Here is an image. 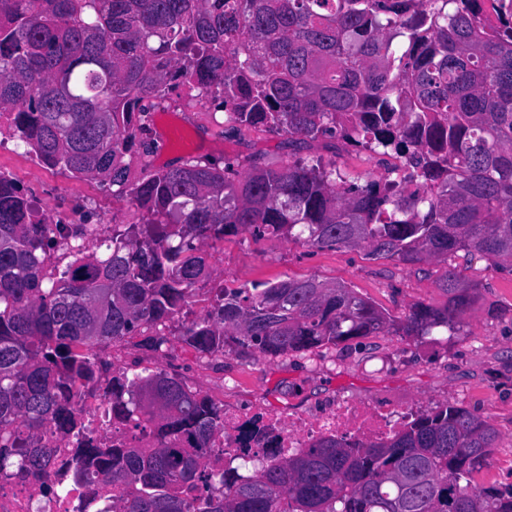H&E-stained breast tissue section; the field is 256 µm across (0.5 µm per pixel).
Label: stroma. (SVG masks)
Returning a JSON list of instances; mask_svg holds the SVG:
<instances>
[{
    "mask_svg": "<svg viewBox=\"0 0 512 512\" xmlns=\"http://www.w3.org/2000/svg\"><path fill=\"white\" fill-rule=\"evenodd\" d=\"M312 157L335 162L361 184L385 174L379 156L348 149L339 140L298 145L283 134L226 125L211 99L187 100L182 88L170 91L152 112L140 145L124 156L123 164L131 187L188 158L277 168ZM0 173L18 179L44 214L79 212L81 223L96 225L101 236L110 235L113 225L143 221V211L129 196L38 163L24 145L0 153ZM206 254L213 274L202 283L199 301L161 327L167 344L153 351L135 336L110 346L102 352L108 371L162 369L191 389L222 400L225 410L250 416L268 403L312 415L332 400L363 401L406 413L456 404L487 417L499 433L496 448L474 474L475 483L512 484V272L496 269L478 255L457 257L463 276L476 284L478 293L467 315V335L442 343L379 335L297 356L229 351L202 358L180 335L200 315L202 300L223 283L238 287L314 275L350 285L396 317L417 302L440 306L446 301L437 286L439 265L372 260L361 249L317 250L280 236L256 242L243 234L214 244Z\"/></svg>",
    "mask_w": 512,
    "mask_h": 512,
    "instance_id": "stroma-1",
    "label": "stroma"
}]
</instances>
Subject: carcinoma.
<instances>
[{
    "instance_id": "carcinoma-1",
    "label": "carcinoma",
    "mask_w": 512,
    "mask_h": 512,
    "mask_svg": "<svg viewBox=\"0 0 512 512\" xmlns=\"http://www.w3.org/2000/svg\"><path fill=\"white\" fill-rule=\"evenodd\" d=\"M180 85L232 126L337 137L388 161L387 175L360 185L317 159L236 180L187 160L126 186L124 155ZM4 113L38 161L119 187L146 219L112 225L86 255L93 225L61 232L0 175L1 475L40 477L56 453L44 436L73 434L75 482H103V512H512V485L473 483L498 432L462 406L286 457L244 446L210 469L224 405L161 369L103 386L100 358L183 314L209 276L203 246L244 233L440 263L447 301L394 318L315 276L224 286L181 334L203 357L466 335L476 286L452 258L512 269V0H0ZM60 239L73 257L62 269ZM81 386L147 439L80 436Z\"/></svg>"
}]
</instances>
